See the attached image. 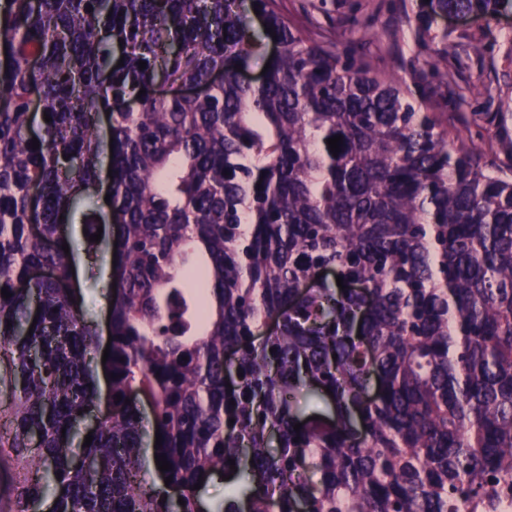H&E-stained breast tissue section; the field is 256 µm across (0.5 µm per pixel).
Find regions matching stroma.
I'll return each mask as SVG.
<instances>
[{
    "label": "stroma",
    "instance_id": "obj_1",
    "mask_svg": "<svg viewBox=\"0 0 512 512\" xmlns=\"http://www.w3.org/2000/svg\"><path fill=\"white\" fill-rule=\"evenodd\" d=\"M280 12L304 33L330 47L356 44L359 53L372 60L387 79L422 80L429 97V111L468 115L474 112L512 113V14L494 18L448 16L436 19L433 30L438 48L457 43L467 35L484 44L482 54L462 57L455 83L445 84L432 70L421 69L410 21L415 0H278ZM371 16V24L357 41H350L349 19L354 14ZM83 275L78 280L81 307L98 324L106 322L101 304V281L108 271L102 263L78 256Z\"/></svg>",
    "mask_w": 512,
    "mask_h": 512
}]
</instances>
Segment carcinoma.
Segmentation results:
<instances>
[{"instance_id":"1","label":"carcinoma","mask_w":512,"mask_h":512,"mask_svg":"<svg viewBox=\"0 0 512 512\" xmlns=\"http://www.w3.org/2000/svg\"><path fill=\"white\" fill-rule=\"evenodd\" d=\"M242 2L0 0L8 512H457L512 485L509 117L448 123L276 0H249L277 44L254 87ZM508 11L418 0L425 64L448 65L436 16ZM105 158L106 213L86 203ZM76 212L89 256L117 230L105 362L62 249ZM307 389L327 408L301 407ZM230 472L243 484L208 510L194 485Z\"/></svg>"}]
</instances>
